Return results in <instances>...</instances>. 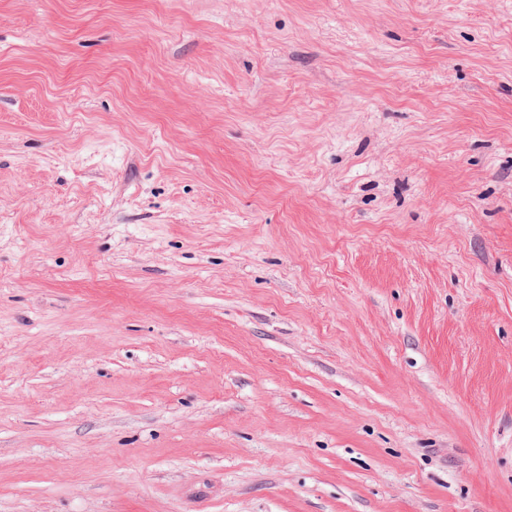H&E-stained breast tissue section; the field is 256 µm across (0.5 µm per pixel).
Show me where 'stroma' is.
Listing matches in <instances>:
<instances>
[{"mask_svg":"<svg viewBox=\"0 0 512 512\" xmlns=\"http://www.w3.org/2000/svg\"><path fill=\"white\" fill-rule=\"evenodd\" d=\"M0 512H512V0H0Z\"/></svg>","mask_w":512,"mask_h":512,"instance_id":"35a3bbf8","label":"stroma"}]
</instances>
